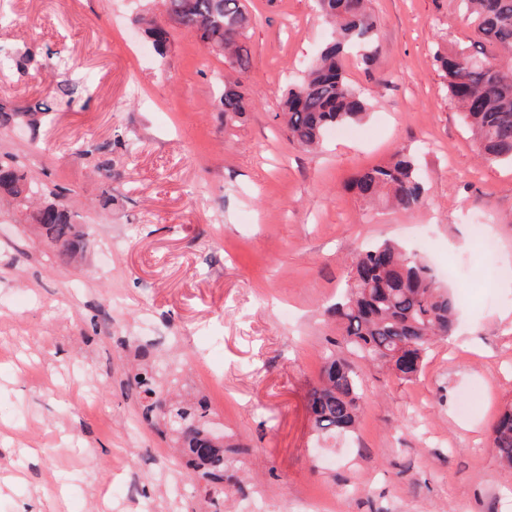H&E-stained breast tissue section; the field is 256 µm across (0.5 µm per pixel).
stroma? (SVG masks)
Wrapping results in <instances>:
<instances>
[{"label": "stroma", "instance_id": "obj_1", "mask_svg": "<svg viewBox=\"0 0 512 512\" xmlns=\"http://www.w3.org/2000/svg\"><path fill=\"white\" fill-rule=\"evenodd\" d=\"M245 5L251 107L228 123L223 57L180 32L158 55L137 23L154 0H0V51L39 44L0 74V100L55 115L35 135L0 129V153L70 189L87 232L64 263L0 206V512L32 494L40 512H200L170 493L188 468L126 384L146 344L224 427L219 512H512L491 444L512 403V168L478 158L434 62L473 26L456 0H373L381 51L345 60L369 115L307 150L275 114L330 29L312 0ZM79 140L111 150V178L71 156ZM399 148L423 205L365 208L354 179ZM383 239L454 270L457 329L414 379L366 370L356 433L326 440L306 411L337 336L324 310Z\"/></svg>", "mask_w": 512, "mask_h": 512}]
</instances>
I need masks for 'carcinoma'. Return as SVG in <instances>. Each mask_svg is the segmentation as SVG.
Segmentation results:
<instances>
[{
  "label": "carcinoma",
  "mask_w": 512,
  "mask_h": 512,
  "mask_svg": "<svg viewBox=\"0 0 512 512\" xmlns=\"http://www.w3.org/2000/svg\"><path fill=\"white\" fill-rule=\"evenodd\" d=\"M474 25L482 47L457 44L435 53L444 88L469 128L478 157L484 162L512 165V0H459ZM165 27L147 22L145 33L156 52L165 53L170 30L200 39L211 53L221 55L230 69L248 68L250 50L245 42L251 17L243 0H161ZM321 15L333 26L331 40L308 67L303 78L289 87L276 118L290 140L304 148L319 147L327 132L341 125L362 122L369 100L345 75L344 52L353 45L366 48L363 60L378 53L377 23L370 0H317ZM34 57L30 48L0 57V70L20 72ZM216 109L226 119L243 115L248 101L237 81H224ZM51 114L45 105L9 107L0 104V127H40ZM359 198L367 204L385 203L412 212L424 202L425 183L415 157L404 149L392 158L362 171L355 181ZM8 198L24 221L39 226L70 260L84 250V235L68 204V191L49 187L28 175L12 156H0V204ZM457 299L433 274L418 254L384 240L367 247L351 260L342 298L326 310L336 322L349 352L366 366H380L401 379L420 373L436 340L452 335ZM129 375V384L143 395L145 413L159 411L164 426L173 432L179 455L192 462L187 480L198 493L197 478L206 481L204 498L215 503L224 497V441L209 438L207 406L197 399L168 397V382L148 361ZM362 374L330 350L323 357L319 382L306 398L313 429L324 437L347 435L359 418ZM493 445L500 462L512 469V408L505 409L493 428Z\"/></svg>",
  "instance_id": "cac0c4a2"
}]
</instances>
